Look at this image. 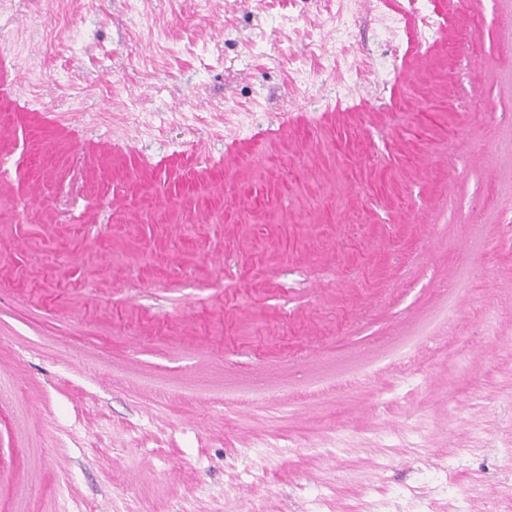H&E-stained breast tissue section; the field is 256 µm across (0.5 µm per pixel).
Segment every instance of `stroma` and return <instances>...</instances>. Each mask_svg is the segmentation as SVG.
Returning <instances> with one entry per match:
<instances>
[{
    "label": "stroma",
    "instance_id": "35a3bbf8",
    "mask_svg": "<svg viewBox=\"0 0 512 512\" xmlns=\"http://www.w3.org/2000/svg\"><path fill=\"white\" fill-rule=\"evenodd\" d=\"M510 11L0 0V512H512Z\"/></svg>",
    "mask_w": 512,
    "mask_h": 512
}]
</instances>
